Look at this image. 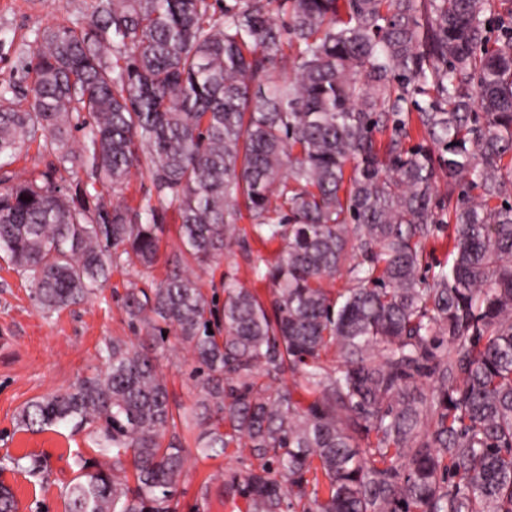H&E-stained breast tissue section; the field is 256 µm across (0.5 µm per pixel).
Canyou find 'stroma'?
I'll list each match as a JSON object with an SVG mask.
<instances>
[{
  "label": "stroma",
  "mask_w": 512,
  "mask_h": 512,
  "mask_svg": "<svg viewBox=\"0 0 512 512\" xmlns=\"http://www.w3.org/2000/svg\"><path fill=\"white\" fill-rule=\"evenodd\" d=\"M96 0H0V89L14 102L31 98V77L26 64L38 45L44 28L84 26L93 16ZM13 170H55L56 181L68 192L97 195L102 187L81 169H59L54 152L32 143L25 147ZM179 223L175 210H168L161 234L157 263L151 268L126 266L113 270L101 294L50 315L36 306L31 286L0 252V483L9 486L18 503L17 512H66V491L79 475L78 459L94 460L98 449L87 432L57 425L33 431L19 422L21 411L47 394L64 390L89 374L99 364L97 351L106 340L119 337L141 343L143 333L134 329L123 310L127 289L159 283L173 268L180 252ZM245 240L225 249L221 258L204 267L193 266L190 276L208 295L223 298L227 278L256 289L270 299L272 286L258 280L257 257L271 258L282 249L281 241L261 243L250 234L248 219L237 223ZM166 377L170 400L180 412L190 413L198 388L196 364L189 349L170 339L158 354ZM199 427L181 430L185 448V476L178 489L177 512H238L218 485L203 489L215 473L241 474L252 464L249 450L228 449L217 458L203 456L196 447ZM38 456L48 469L32 476L17 467L16 459Z\"/></svg>",
  "instance_id": "stroma-1"
}]
</instances>
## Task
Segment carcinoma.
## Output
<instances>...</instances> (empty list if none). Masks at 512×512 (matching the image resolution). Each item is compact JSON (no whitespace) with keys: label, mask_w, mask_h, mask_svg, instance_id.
Masks as SVG:
<instances>
[{"label":"carcinoma","mask_w":512,"mask_h":512,"mask_svg":"<svg viewBox=\"0 0 512 512\" xmlns=\"http://www.w3.org/2000/svg\"><path fill=\"white\" fill-rule=\"evenodd\" d=\"M28 73L27 105L0 92L1 168L40 135L114 194L134 173L151 188L91 209L49 173L13 178L0 250L53 313L152 266L175 206V266L124 309L187 345L199 378L181 417L155 359L114 337L23 409L111 457L81 463L66 512H176L184 448L163 439L193 423L201 453L257 460L224 480L246 512H512L509 0H97L88 26L43 31ZM243 209L285 242L260 259L273 299L231 281L219 307L184 269L224 254ZM444 232L449 264L425 252Z\"/></svg>","instance_id":"cac0c4a2"}]
</instances>
